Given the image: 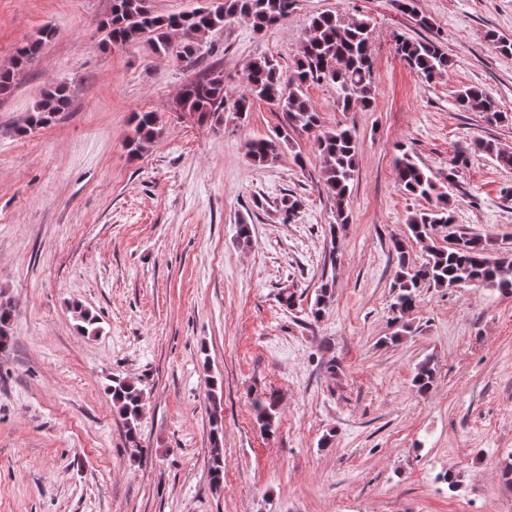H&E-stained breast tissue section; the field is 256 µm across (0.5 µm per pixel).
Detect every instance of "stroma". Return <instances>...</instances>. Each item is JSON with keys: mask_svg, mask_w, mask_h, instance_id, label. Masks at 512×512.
I'll return each instance as SVG.
<instances>
[{"mask_svg": "<svg viewBox=\"0 0 512 512\" xmlns=\"http://www.w3.org/2000/svg\"><path fill=\"white\" fill-rule=\"evenodd\" d=\"M297 0L286 22L254 32L237 19L204 39L199 58L158 56L145 44H104L112 0H0V67L43 26L55 36L0 94V297L14 304L0 349V512H512L497 475L512 454V296L423 289L395 337L393 237L421 262L408 217L424 199L401 192L393 162L414 151L450 201L454 227L512 250V170L470 153L473 141L512 149V0ZM368 24L374 107L344 112L332 86L306 95L322 131L343 125L359 143L348 200L336 221L315 137L293 133L258 166L248 140L286 125L277 106L226 109L221 121L181 111L203 72L240 89L267 55L292 68L313 16ZM427 16L430 27L417 23ZM437 42L455 61L433 81L395 52L396 35ZM69 107L51 125L18 129L51 85ZM479 85L503 112L496 124L460 110ZM156 112L161 136L124 146L132 112ZM303 202L291 223L285 195ZM250 243H240L239 224ZM334 298L310 307L324 282ZM288 288L295 305L277 295ZM96 314L82 334L70 305ZM433 357V389L414 368ZM144 392L141 449L125 439L111 380ZM224 414V488L213 490L210 389ZM276 392L279 430L261 433L252 397ZM328 447H321V439ZM453 471L449 489L439 473Z\"/></svg>", "mask_w": 512, "mask_h": 512, "instance_id": "stroma-1", "label": "stroma"}]
</instances>
